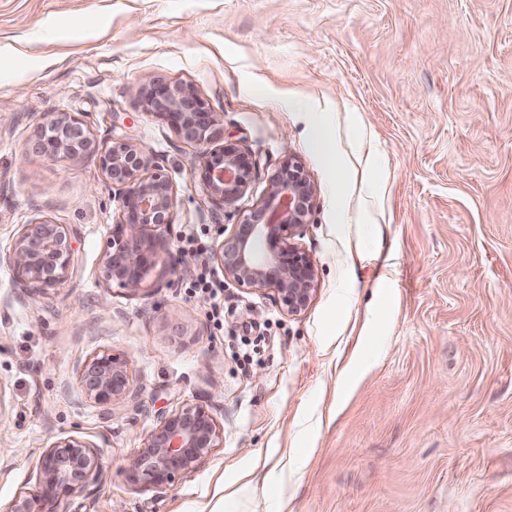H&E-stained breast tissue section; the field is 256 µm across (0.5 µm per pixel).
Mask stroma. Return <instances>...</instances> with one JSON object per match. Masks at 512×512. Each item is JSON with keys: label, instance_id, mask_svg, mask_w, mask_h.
I'll return each instance as SVG.
<instances>
[{"label": "stroma", "instance_id": "35a3bbf8", "mask_svg": "<svg viewBox=\"0 0 512 512\" xmlns=\"http://www.w3.org/2000/svg\"><path fill=\"white\" fill-rule=\"evenodd\" d=\"M156 80L192 87L255 156L237 209L207 201L196 148L126 91ZM297 100L329 113L344 188ZM48 112L80 113L102 146L132 138L169 176L173 222L149 239L145 291L105 287L118 202L93 160L32 151ZM351 112L388 174L372 225ZM287 149L315 190L297 243L317 289L290 316L225 283L216 328L185 289L181 239L205 227L220 243ZM44 215L79 236L45 295L23 298L0 266V512L66 436L99 449L105 481L62 512H201L228 492L232 512H512V0H0V251ZM381 281L395 322L337 407ZM100 350L129 360L136 400L86 401L78 371ZM194 402L222 447L166 492L132 483L125 462L158 415Z\"/></svg>", "mask_w": 512, "mask_h": 512}]
</instances>
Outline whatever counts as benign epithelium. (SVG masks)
<instances>
[{
  "mask_svg": "<svg viewBox=\"0 0 512 512\" xmlns=\"http://www.w3.org/2000/svg\"><path fill=\"white\" fill-rule=\"evenodd\" d=\"M146 111L166 122L177 136L198 150L190 169L208 200L233 209L249 187L257 162L237 140L224 137L223 118L212 111L193 88L156 82L129 88ZM32 149L47 160H95L115 189L120 216L112 226L101 277L138 293L156 253L146 236L172 224L174 191L162 167L151 163L131 139L102 147L75 112H49L38 122ZM315 191L302 165L290 150L269 177L260 206L242 214L217 247L215 256L224 278L250 293L270 296L283 313L307 310L316 291L315 266L294 238L308 223ZM77 230L42 217L22 225L12 244L0 251L20 292L35 298L46 294L69 275ZM78 382L86 400L110 407L138 397L129 362L108 351L83 363ZM221 426L207 404L185 403L157 417L141 448L125 466L129 479L154 491H165L176 477L197 470L223 443ZM99 451L69 436L52 442L40 456L34 485L19 492L9 512H58L62 500L95 490L102 480Z\"/></svg>",
  "mask_w": 512,
  "mask_h": 512,
  "instance_id": "7a95c632",
  "label": "benign epithelium"
}]
</instances>
